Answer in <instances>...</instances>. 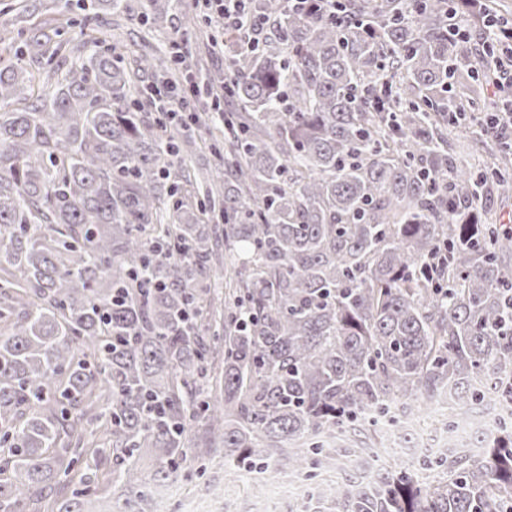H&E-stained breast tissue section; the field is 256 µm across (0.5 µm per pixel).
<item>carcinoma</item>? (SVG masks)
Listing matches in <instances>:
<instances>
[{
  "label": "carcinoma",
  "instance_id": "carcinoma-1",
  "mask_svg": "<svg viewBox=\"0 0 512 512\" xmlns=\"http://www.w3.org/2000/svg\"><path fill=\"white\" fill-rule=\"evenodd\" d=\"M0 67V512H141L224 466L312 480L375 448L393 409L449 388L448 423L512 403V145L477 170L449 135L488 46L474 0H251L224 97V183L141 111L156 67L14 0ZM56 79L41 80L26 57ZM448 262L429 278L423 265ZM157 463L144 470L140 461ZM393 460L305 512H512V423L479 457Z\"/></svg>",
  "mask_w": 512,
  "mask_h": 512
}]
</instances>
